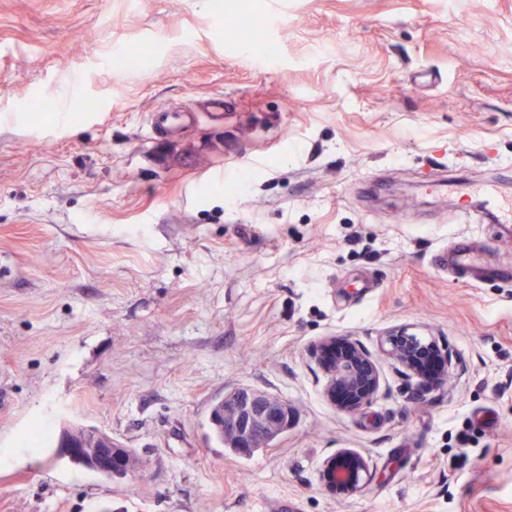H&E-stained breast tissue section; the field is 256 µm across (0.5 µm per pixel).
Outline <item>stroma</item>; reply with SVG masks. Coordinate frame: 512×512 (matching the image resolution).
I'll return each instance as SVG.
<instances>
[{
  "label": "stroma",
  "mask_w": 512,
  "mask_h": 512,
  "mask_svg": "<svg viewBox=\"0 0 512 512\" xmlns=\"http://www.w3.org/2000/svg\"><path fill=\"white\" fill-rule=\"evenodd\" d=\"M510 162L512 0H0V512H512V223L453 221L496 172L512 203ZM460 233L498 276L436 265ZM331 337L379 373L353 413ZM240 388L287 403L275 447L210 440ZM71 423L140 470L22 443ZM345 448L353 493L322 477ZM389 348L387 353L405 365L413 374L420 376L421 368L417 362L418 347L412 338L404 335L389 336L386 340ZM336 340L322 342L316 357L328 377L327 394L336 403V394L343 393L346 401L337 406L345 412L358 410L368 404L377 390L379 375L369 356L359 347L349 345V352L336 359L328 356L329 345Z\"/></svg>",
  "instance_id": "1"
}]
</instances>
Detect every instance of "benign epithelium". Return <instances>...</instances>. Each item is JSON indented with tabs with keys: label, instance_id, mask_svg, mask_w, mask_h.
<instances>
[{
	"label": "benign epithelium",
	"instance_id": "7a95c632",
	"mask_svg": "<svg viewBox=\"0 0 512 512\" xmlns=\"http://www.w3.org/2000/svg\"><path fill=\"white\" fill-rule=\"evenodd\" d=\"M335 340L322 342L316 357L328 377L327 394L336 400L342 393L346 401L340 406L345 412L358 410L368 404L377 390L379 375L369 356L359 347L349 346V352L336 359L328 356L329 345ZM387 353L405 365L413 374L421 375L417 362L418 347L413 339L404 335L387 338ZM231 409L223 410L225 425L233 433L238 448L247 452L253 447L254 436L260 430L277 431L287 427L283 421L284 403L266 393L243 388L227 397ZM57 455L72 463L81 464L97 474L124 476L134 468V461L108 434L99 433L96 447L88 450L83 441L68 431H62L57 441ZM366 465L362 456L343 449L326 466L323 480L331 487L353 492L362 486Z\"/></svg>",
	"mask_w": 512,
	"mask_h": 512
}]
</instances>
